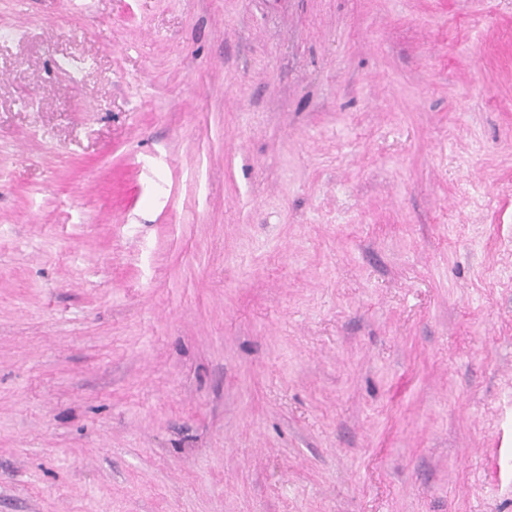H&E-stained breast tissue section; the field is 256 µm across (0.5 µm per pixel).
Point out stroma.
<instances>
[{
	"label": "stroma",
	"mask_w": 512,
	"mask_h": 512,
	"mask_svg": "<svg viewBox=\"0 0 512 512\" xmlns=\"http://www.w3.org/2000/svg\"><path fill=\"white\" fill-rule=\"evenodd\" d=\"M0 512H512V0H0Z\"/></svg>",
	"instance_id": "1"
}]
</instances>
